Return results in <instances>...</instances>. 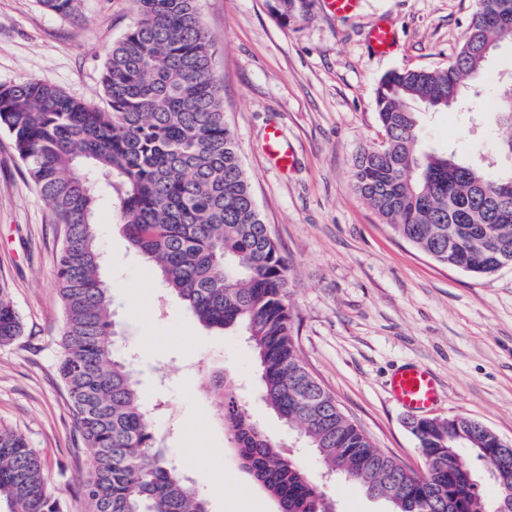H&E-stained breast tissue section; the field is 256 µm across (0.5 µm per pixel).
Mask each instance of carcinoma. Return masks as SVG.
<instances>
[{
	"instance_id": "cac0c4a2",
	"label": "carcinoma",
	"mask_w": 512,
	"mask_h": 512,
	"mask_svg": "<svg viewBox=\"0 0 512 512\" xmlns=\"http://www.w3.org/2000/svg\"><path fill=\"white\" fill-rule=\"evenodd\" d=\"M61 16L79 0H40ZM282 16L309 0H280ZM136 21L113 44L101 74L108 108L25 80L0 86V129L50 204L61 245L53 275L61 304L56 374L90 458L76 495L84 512H208L182 466L158 442L135 373L115 343L111 286L103 275L98 203L117 195L131 248L208 329L238 330L258 362L262 397L331 475L349 478L390 512H512V496L486 502L466 452L501 466L481 423L427 421L414 436L430 460L416 472L375 448L303 364L292 334L288 268L264 224L224 119L210 39L197 0H134ZM512 43V0H476L463 45L447 67L389 74L377 89L383 141L354 158V185L381 222L417 250L474 277L512 266V82L498 101L471 102L503 130L497 155L463 160L425 150L421 115L443 111ZM26 335L0 280V347ZM207 388L223 412L243 470L278 512H332L319 483L238 404L231 377ZM9 512H63L37 449L0 428V501Z\"/></svg>"
}]
</instances>
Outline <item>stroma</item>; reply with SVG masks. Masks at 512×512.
I'll list each match as a JSON object with an SVG mask.
<instances>
[{
	"mask_svg": "<svg viewBox=\"0 0 512 512\" xmlns=\"http://www.w3.org/2000/svg\"><path fill=\"white\" fill-rule=\"evenodd\" d=\"M223 88L224 113L258 210L288 261L293 331L301 359L375 448L405 468L424 459L409 425L415 413L388 392L408 363L428 367L442 395L434 417L476 420L512 443V267L475 278L417 251L382 224L356 192L355 155L379 144L375 90L395 70L447 66L459 52L475 0H360L354 14L282 17L279 0H198ZM134 18L133 0H81L60 16L39 0H0V86L46 81L105 106L100 76L109 50ZM392 21L397 47L371 53L370 29ZM294 152L283 174L264 153L270 125ZM425 147L454 145L471 159L492 155L497 130L472 124L467 106L423 116ZM99 242L112 285L119 344L132 353L138 389L154 408L152 426L185 462L208 512H277L274 499L242 469L205 376L233 377L241 403L279 451L321 478L314 452L261 399L259 372L244 339L202 326L168 294L131 249L118 204L105 200ZM59 232L52 210L0 131V277L28 334L0 348V426L37 448L69 512L80 462L88 456L57 378L60 306L53 280ZM338 512H389L357 483L322 480Z\"/></svg>",
	"mask_w": 512,
	"mask_h": 512,
	"instance_id": "35a3bbf8",
	"label": "stroma"
}]
</instances>
